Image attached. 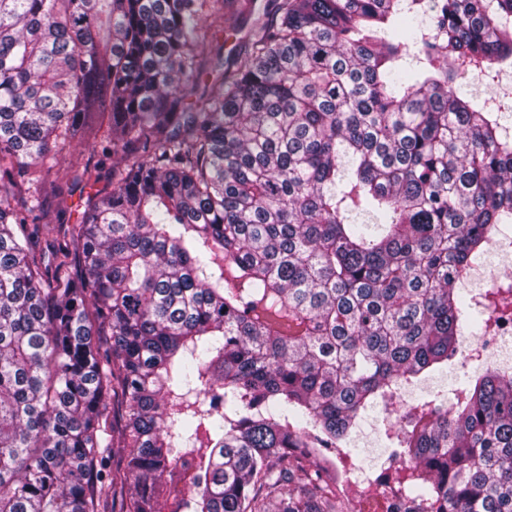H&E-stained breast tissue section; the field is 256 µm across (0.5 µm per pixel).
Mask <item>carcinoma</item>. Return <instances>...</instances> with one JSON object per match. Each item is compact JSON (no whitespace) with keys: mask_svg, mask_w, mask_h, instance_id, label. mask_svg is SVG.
<instances>
[{"mask_svg":"<svg viewBox=\"0 0 512 512\" xmlns=\"http://www.w3.org/2000/svg\"><path fill=\"white\" fill-rule=\"evenodd\" d=\"M0 0V512H345L379 453L428 512H512V0ZM107 186L65 222L45 173ZM194 475L174 486L179 463ZM254 14L244 12L238 1H229L224 7V36L218 40L219 45H223L220 58L216 56V42L212 52V60L208 63L211 74L205 77L209 91L217 92L219 83L216 80L219 74L218 62H223L224 72L231 64L244 52L246 42L248 41L249 31L253 25ZM215 66H217L215 68Z\"/></svg>","mask_w":512,"mask_h":512,"instance_id":"cac0c4a2","label":"carcinoma"}]
</instances>
